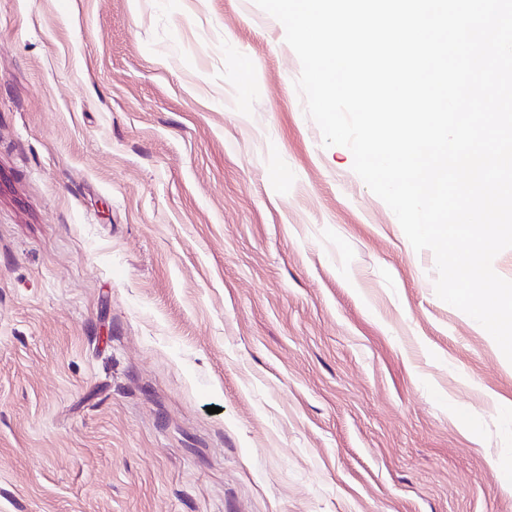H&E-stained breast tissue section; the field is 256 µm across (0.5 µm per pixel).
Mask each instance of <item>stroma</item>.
I'll return each instance as SVG.
<instances>
[{
    "label": "stroma",
    "mask_w": 512,
    "mask_h": 512,
    "mask_svg": "<svg viewBox=\"0 0 512 512\" xmlns=\"http://www.w3.org/2000/svg\"><path fill=\"white\" fill-rule=\"evenodd\" d=\"M300 71L254 0H0V512H512V363Z\"/></svg>",
    "instance_id": "stroma-1"
}]
</instances>
